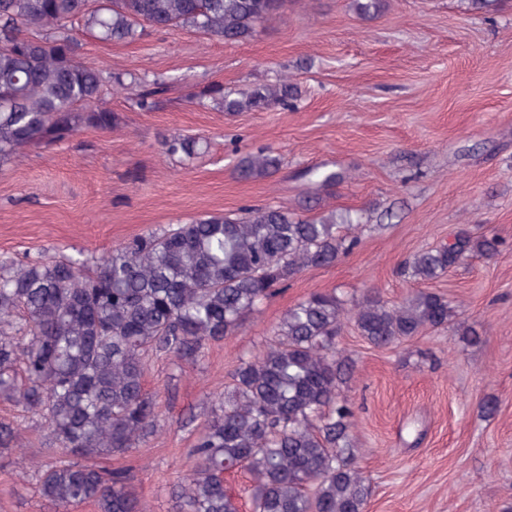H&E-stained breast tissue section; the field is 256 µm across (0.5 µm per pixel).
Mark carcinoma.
Returning a JSON list of instances; mask_svg holds the SVG:
<instances>
[{
  "instance_id": "obj_1",
  "label": "carcinoma",
  "mask_w": 512,
  "mask_h": 512,
  "mask_svg": "<svg viewBox=\"0 0 512 512\" xmlns=\"http://www.w3.org/2000/svg\"><path fill=\"white\" fill-rule=\"evenodd\" d=\"M286 0H0V166L33 143L52 145L87 128L110 132L112 89L152 112L165 83L85 64L80 35L124 43L144 29H183L228 42L248 40ZM299 88L260 84L234 96L217 84L200 98L222 112L295 107ZM199 138L162 140L190 162ZM265 148L242 157L243 179L278 168ZM334 212L304 218L280 205L207 214L147 231L101 256H0V397L38 418L48 440L36 462L40 495L63 510L143 512L134 477L89 463L126 454L159 429L158 403L144 390L150 357L195 363L243 316L307 268L330 267L356 245ZM497 239L459 232L452 243L405 262L417 282L439 278L469 255L492 256ZM385 347L424 328L461 331L444 296L416 291L401 304L376 295L313 292L277 324L278 340L240 358L228 391L209 396L208 419L178 487L181 512H239L225 476L253 479L252 512H365L369 484L353 461V417L341 386L351 378L336 350L341 319ZM22 424L0 419V451L17 446Z\"/></svg>"
}]
</instances>
